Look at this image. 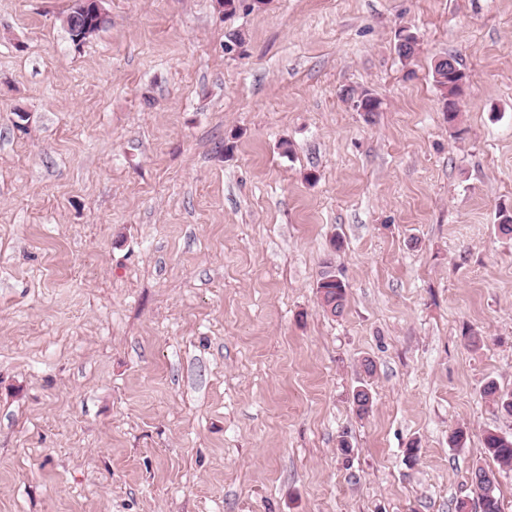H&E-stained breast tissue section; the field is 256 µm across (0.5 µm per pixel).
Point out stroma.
Segmentation results:
<instances>
[{
  "instance_id": "stroma-1",
  "label": "stroma",
  "mask_w": 512,
  "mask_h": 512,
  "mask_svg": "<svg viewBox=\"0 0 512 512\" xmlns=\"http://www.w3.org/2000/svg\"><path fill=\"white\" fill-rule=\"evenodd\" d=\"M73 5L0 0V512H512V0ZM449 55H451V54H449ZM449 55H448V57H446V56L440 57L437 60V63H442V64H445L446 62H448L447 69L449 72L442 73V71L439 70V65H436L434 63V66L432 68V77H433V80H434L436 86L439 88L443 99H445L448 124L454 126V125H456V123L459 119L457 102H456V99L448 98V90L446 93L443 87L448 85L449 82H455L457 80H463V82H464L465 73L460 68V63L458 62V59L454 55H451V56H449ZM452 56L455 58V62L457 65V69H456L457 73L456 74H455V71L453 70L456 68V65H455V62H454V59ZM449 74H454V76L449 77ZM443 78L445 80H442ZM316 283L317 293L324 311L334 317L342 316L347 300V285L331 263H324ZM485 453L502 466H512V435L488 431L483 438ZM471 481L477 494L480 511L501 512V503L495 493L498 482L493 471L483 467L476 468L471 472Z\"/></svg>"
}]
</instances>
